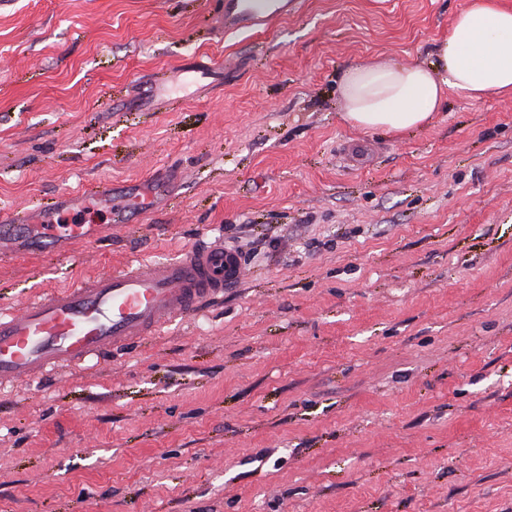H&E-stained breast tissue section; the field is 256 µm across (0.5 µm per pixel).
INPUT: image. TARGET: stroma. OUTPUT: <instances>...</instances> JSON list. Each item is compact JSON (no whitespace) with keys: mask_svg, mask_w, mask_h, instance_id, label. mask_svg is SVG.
<instances>
[{"mask_svg":"<svg viewBox=\"0 0 512 512\" xmlns=\"http://www.w3.org/2000/svg\"><path fill=\"white\" fill-rule=\"evenodd\" d=\"M218 0L0 6V212L174 170L66 254H0V306L223 237L222 301L0 389V512H512V96L398 134L340 79L436 63L469 0H302L226 35ZM199 97L138 98L194 65Z\"/></svg>","mask_w":512,"mask_h":512,"instance_id":"1","label":"stroma"}]
</instances>
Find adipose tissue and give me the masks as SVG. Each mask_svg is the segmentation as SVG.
Masks as SVG:
<instances>
[{
	"label": "adipose tissue",
	"mask_w": 512,
	"mask_h": 512,
	"mask_svg": "<svg viewBox=\"0 0 512 512\" xmlns=\"http://www.w3.org/2000/svg\"><path fill=\"white\" fill-rule=\"evenodd\" d=\"M437 56L431 66L380 61L348 70L341 82L346 119L360 129L398 133L425 126L449 92L474 100L512 95V8L470 0Z\"/></svg>",
	"instance_id": "ef3b65f1"
}]
</instances>
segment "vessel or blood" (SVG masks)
<instances>
[{
  "label": "vessel or blood",
  "mask_w": 512,
  "mask_h": 512,
  "mask_svg": "<svg viewBox=\"0 0 512 512\" xmlns=\"http://www.w3.org/2000/svg\"><path fill=\"white\" fill-rule=\"evenodd\" d=\"M301 0H223L217 18L222 33L259 35L298 12ZM168 179L154 175L120 186L104 182L64 191L46 206L0 218V251L31 255L68 252L95 240L97 224H67L63 218L95 207L109 209L113 223L130 207L169 196ZM245 264L223 241H205L174 259L137 258L118 271L80 285L41 294L16 309H0V386L30 380L50 369L78 365L127 346L169 323L193 315L232 284Z\"/></svg>",
  "instance_id": "b4317fda"
}]
</instances>
